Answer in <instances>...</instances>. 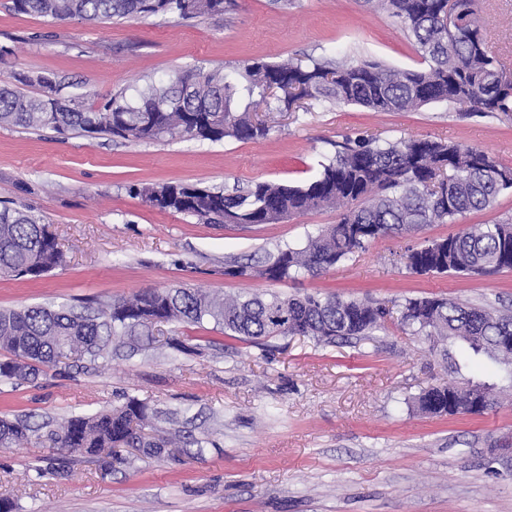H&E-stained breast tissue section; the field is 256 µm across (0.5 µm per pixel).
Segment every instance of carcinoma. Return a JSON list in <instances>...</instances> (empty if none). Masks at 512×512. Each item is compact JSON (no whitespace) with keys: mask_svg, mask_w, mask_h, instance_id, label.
<instances>
[{"mask_svg":"<svg viewBox=\"0 0 512 512\" xmlns=\"http://www.w3.org/2000/svg\"><path fill=\"white\" fill-rule=\"evenodd\" d=\"M481 0H365L375 11L400 20L424 68L382 62L357 64L312 59L244 63L236 76L197 67L168 84H149L129 98L120 92L94 108L61 94L60 81L26 72L0 82V127L51 129L134 142L165 138L248 141L267 136L250 108L259 103L281 112L301 101L356 105L375 112H402L432 103H470L480 112H512V74L488 45ZM21 13L96 23L176 15L198 18L224 12V0H12ZM38 87L28 94L21 87ZM512 189V168L486 152L430 138L394 141L358 138L336 145L317 176L301 186L256 182L227 193L220 187L163 184L135 188L152 206L208 224H270L326 209L336 223L269 255L267 280L316 275L351 260L372 241L402 229L453 224L487 209ZM406 267L418 274H488L512 269V221L483 224L444 239L407 248ZM64 255L42 217L26 206L0 207V278L35 279L62 266ZM385 309L336 296L262 294L217 297L194 288H149L98 306L38 305L0 309V382L34 380L40 368L62 360H107L116 342L133 349L150 342L162 324H207L245 341L302 337L329 346L366 337L381 328ZM402 321L413 335L442 345L457 373L451 347L498 367V381L450 383L416 397L429 415H481L512 391V314L468 306L444 297L409 299ZM158 412L129 396L119 407L75 415L56 428L27 417L0 419V448L46 438L71 451L119 462L116 448H137L160 458L170 441L157 434Z\"/></svg>","mask_w":512,"mask_h":512,"instance_id":"1","label":"carcinoma"}]
</instances>
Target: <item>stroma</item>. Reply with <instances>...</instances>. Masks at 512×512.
Masks as SVG:
<instances>
[{"instance_id": "obj_1", "label": "stroma", "mask_w": 512, "mask_h": 512, "mask_svg": "<svg viewBox=\"0 0 512 512\" xmlns=\"http://www.w3.org/2000/svg\"><path fill=\"white\" fill-rule=\"evenodd\" d=\"M488 42L512 65V0H483ZM0 79L16 72L55 77L89 105L202 66L232 71L249 59L334 57L418 67L397 18L363 0H224V11L92 24L21 14L0 0ZM266 138L211 143L127 142L0 128V203L40 214L66 264L35 280H0V308L105 303L146 288H199L217 295L320 293L383 303V329L367 339L318 346L293 337L260 348L221 331L162 326L149 349L122 348L92 369L43 368L33 381L0 384V417L57 424L126 397L176 414L180 436L208 439L202 455L173 449L131 459L112 473L38 442L0 448V499L16 512H512V469L491 451L512 444V396L481 415L429 416L412 405L448 382L439 349L402 324L409 298L447 297L512 311V270L477 276L418 275L408 247L512 217V189L494 206L454 224L378 239L355 259L316 276L272 283L233 278L226 264L264 265L280 247L336 221L322 210L276 224L213 225L150 206L131 186L191 183L233 188L259 180L304 183L335 145L375 135L429 137L482 149L512 167V114L471 104L370 112L313 103L309 111L258 106ZM200 353L169 348L171 336ZM57 475L29 483V467Z\"/></svg>"}]
</instances>
